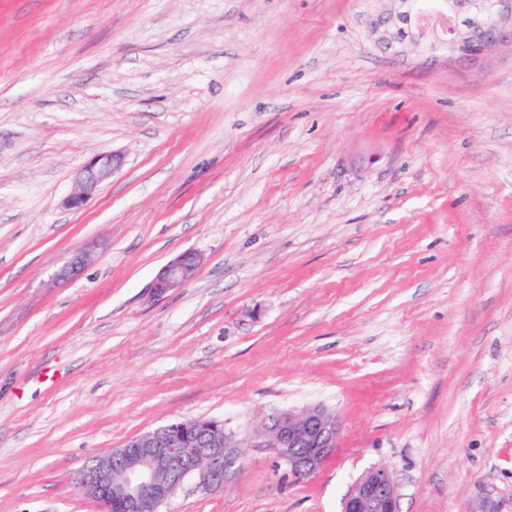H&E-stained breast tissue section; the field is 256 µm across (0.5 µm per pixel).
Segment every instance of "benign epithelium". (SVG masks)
<instances>
[{
  "mask_svg": "<svg viewBox=\"0 0 512 512\" xmlns=\"http://www.w3.org/2000/svg\"><path fill=\"white\" fill-rule=\"evenodd\" d=\"M465 13L474 22L448 29L442 45L462 56H477L505 35L512 24V0H455L450 14ZM122 166L113 152L91 157L78 174L79 188L65 200L69 208L85 206L98 186ZM91 253L76 251L56 273L65 281L77 277L91 262ZM202 261L188 251L162 266L150 291L163 296L190 282ZM340 426L322 407L285 412L274 418L262 433L263 443L275 450L277 462L296 479L315 473L338 447ZM241 457L224 422L197 418L170 422L122 447L96 457L75 478V487L101 502L106 512H162L163 505L187 480L210 492L221 491L236 476ZM341 512H398V494L390 471L383 466L368 470L354 484L341 504Z\"/></svg>",
  "mask_w": 512,
  "mask_h": 512,
  "instance_id": "benign-epithelium-1",
  "label": "benign epithelium"
}]
</instances>
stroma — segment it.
<instances>
[{"label": "stroma", "instance_id": "35a3bbf8", "mask_svg": "<svg viewBox=\"0 0 512 512\" xmlns=\"http://www.w3.org/2000/svg\"><path fill=\"white\" fill-rule=\"evenodd\" d=\"M400 9L0 0V512H102L82 467L194 418L242 466L163 512H340L375 466L399 512H512V39H382ZM316 406L339 446L294 480L259 432ZM122 166V157L113 152L99 153L91 157L78 174L79 188L65 200L69 208L85 206L98 186L112 178ZM91 260L92 256L88 251H76L70 260L57 271L55 279L65 281L77 277ZM202 261L201 255L188 251L162 266L155 275L150 291L154 296H163L190 282Z\"/></svg>", "mask_w": 512, "mask_h": 512}]
</instances>
